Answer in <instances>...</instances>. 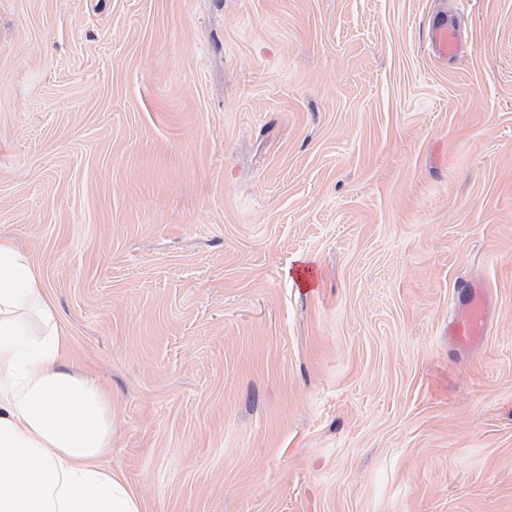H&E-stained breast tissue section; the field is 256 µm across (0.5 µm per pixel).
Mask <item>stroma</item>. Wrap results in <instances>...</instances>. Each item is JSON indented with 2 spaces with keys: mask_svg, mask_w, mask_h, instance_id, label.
I'll return each instance as SVG.
<instances>
[{
  "mask_svg": "<svg viewBox=\"0 0 512 512\" xmlns=\"http://www.w3.org/2000/svg\"><path fill=\"white\" fill-rule=\"evenodd\" d=\"M0 236L151 512H512V0H0ZM429 43L439 58H455L461 49L456 26L443 17L434 20L428 32ZM485 301L481 288H469L461 314L448 331L449 338L462 350L476 345L484 336Z\"/></svg>",
  "mask_w": 512,
  "mask_h": 512,
  "instance_id": "stroma-1",
  "label": "stroma"
}]
</instances>
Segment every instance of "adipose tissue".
I'll use <instances>...</instances> for the list:
<instances>
[{"instance_id":"ef3b65f1","label":"adipose tissue","mask_w":512,"mask_h":512,"mask_svg":"<svg viewBox=\"0 0 512 512\" xmlns=\"http://www.w3.org/2000/svg\"><path fill=\"white\" fill-rule=\"evenodd\" d=\"M69 351L39 270L0 237V512H148L105 463L111 395Z\"/></svg>"}]
</instances>
